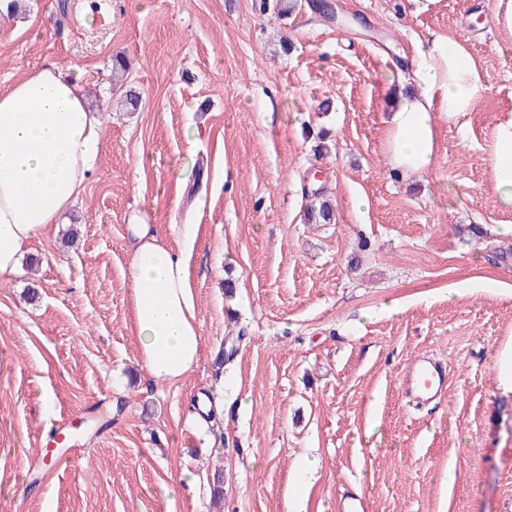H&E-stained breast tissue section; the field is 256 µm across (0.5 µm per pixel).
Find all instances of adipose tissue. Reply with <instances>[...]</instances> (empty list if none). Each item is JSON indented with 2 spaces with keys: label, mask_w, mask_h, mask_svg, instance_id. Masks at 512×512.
I'll return each mask as SVG.
<instances>
[{
  "label": "adipose tissue",
  "mask_w": 512,
  "mask_h": 512,
  "mask_svg": "<svg viewBox=\"0 0 512 512\" xmlns=\"http://www.w3.org/2000/svg\"><path fill=\"white\" fill-rule=\"evenodd\" d=\"M484 89L463 42L445 34L429 39L387 114L392 171L404 177L430 171L438 158L436 116L452 120L473 111ZM100 148L101 121L70 72L48 66L0 92V279L16 275L25 246L74 205ZM489 169L498 203L511 210V112L494 125ZM197 233V225H181V248L174 251L148 225L134 227V331L157 381H181L202 358L189 271Z\"/></svg>",
  "instance_id": "obj_1"
}]
</instances>
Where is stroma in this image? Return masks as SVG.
Wrapping results in <instances>:
<instances>
[{
  "label": "stroma",
  "instance_id": "1",
  "mask_svg": "<svg viewBox=\"0 0 512 512\" xmlns=\"http://www.w3.org/2000/svg\"><path fill=\"white\" fill-rule=\"evenodd\" d=\"M258 3L0 8V92L75 67L103 138L84 192L0 282V512H213L218 467L222 512H290L294 483L305 512H512V394L494 369L512 340V210L488 171L512 51L493 0H335L334 23ZM432 34L465 42L486 89L437 118L436 165L402 180L384 117ZM117 54L133 112L113 103ZM319 192L334 223L305 221ZM142 222L175 251L176 225L200 227L205 354L176 384L151 379L132 328ZM421 354L448 372L425 404L401 385Z\"/></svg>",
  "mask_w": 512,
  "mask_h": 512
}]
</instances>
